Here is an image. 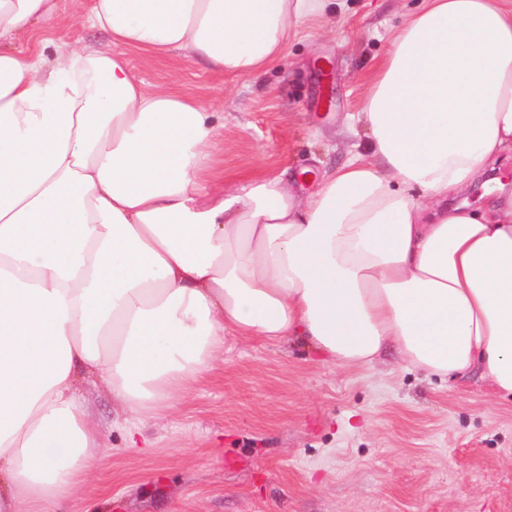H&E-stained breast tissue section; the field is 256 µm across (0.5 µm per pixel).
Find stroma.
<instances>
[{
    "label": "stroma",
    "instance_id": "stroma-1",
    "mask_svg": "<svg viewBox=\"0 0 512 512\" xmlns=\"http://www.w3.org/2000/svg\"><path fill=\"white\" fill-rule=\"evenodd\" d=\"M419 5L347 0L343 13L306 23L257 77L178 53L127 58L146 86L213 112L223 133L211 164L225 183L320 173L364 144L351 117ZM78 395L105 432L106 456L63 512H512V403L479 376L443 381L391 351L344 367L298 341L229 336L160 417L126 419L100 382Z\"/></svg>",
    "mask_w": 512,
    "mask_h": 512
}]
</instances>
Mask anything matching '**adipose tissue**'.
<instances>
[{"mask_svg":"<svg viewBox=\"0 0 512 512\" xmlns=\"http://www.w3.org/2000/svg\"><path fill=\"white\" fill-rule=\"evenodd\" d=\"M336 0H93L53 57L15 48L62 0H0V512H53L98 468L77 391L154 417L228 336L300 340L343 365L395 346L512 398V192L461 201L512 157V0H422L368 81L364 151L318 175L225 187L197 100L126 51L253 76ZM51 26H46L49 30V36L52 37V44L47 46L44 50V54L47 57H52L55 54V46L62 42H69L76 37H80L83 43L92 49H109L111 45L107 36L90 26L80 28L78 31L69 27L66 21L58 20L57 23L51 22Z\"/></svg>","mask_w":512,"mask_h":512,"instance_id":"adipose-tissue-1","label":"adipose tissue"}]
</instances>
